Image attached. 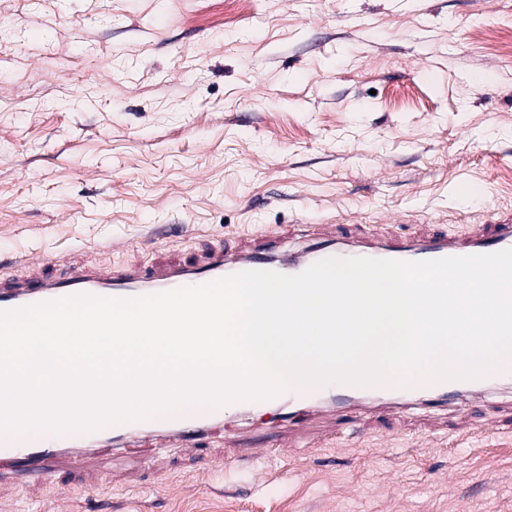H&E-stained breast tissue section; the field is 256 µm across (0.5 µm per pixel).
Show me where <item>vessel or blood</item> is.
Wrapping results in <instances>:
<instances>
[{"label":"vessel or blood","instance_id":"obj_1","mask_svg":"<svg viewBox=\"0 0 512 512\" xmlns=\"http://www.w3.org/2000/svg\"><path fill=\"white\" fill-rule=\"evenodd\" d=\"M512 248V221L498 223L493 234L421 233L409 240L395 238L383 225L352 234L333 224L321 227L316 243L275 253L266 248L212 249L191 262H171L148 269L118 265H90L73 268L64 275L30 270L22 275L0 273V312L50 302L74 295L136 298L181 287L206 284L245 271H288L297 275L317 261L330 258L370 257L400 262H418L445 257L489 254ZM512 380V362L502 364L490 375L474 380L438 382L425 375L408 377L385 387L378 399H370L369 388L327 384L311 389H286L297 412L283 426L278 450L304 448L314 452L327 428L336 426L339 413L350 422L367 417L391 415L415 401L445 399L448 395L477 397L493 385ZM224 416L220 405H208L205 414L145 420V428L177 448L190 447L197 437L209 436ZM130 421L102 426L91 431L32 429L21 433L0 432V485L32 481L55 487L64 478L77 476L78 491H91L112 483L113 476L97 447L130 439ZM242 435L228 432L224 457L250 462L253 449L242 447Z\"/></svg>","mask_w":512,"mask_h":512}]
</instances>
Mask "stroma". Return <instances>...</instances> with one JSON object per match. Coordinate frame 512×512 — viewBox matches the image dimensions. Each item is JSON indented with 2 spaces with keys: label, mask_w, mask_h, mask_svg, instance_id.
<instances>
[{
  "label": "stroma",
  "mask_w": 512,
  "mask_h": 512,
  "mask_svg": "<svg viewBox=\"0 0 512 512\" xmlns=\"http://www.w3.org/2000/svg\"><path fill=\"white\" fill-rule=\"evenodd\" d=\"M512 0H0V266H152L320 225L461 234L512 218ZM512 389L252 463L224 441L78 512H512ZM60 489L0 512H62Z\"/></svg>",
  "instance_id": "35a3bbf8"
}]
</instances>
